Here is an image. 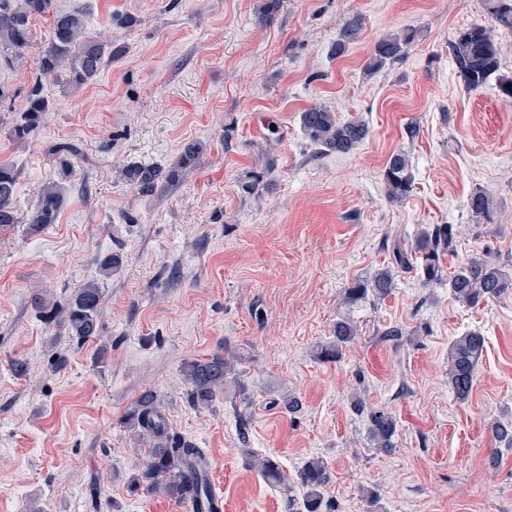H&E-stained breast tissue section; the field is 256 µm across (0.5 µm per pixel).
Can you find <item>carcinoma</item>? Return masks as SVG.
<instances>
[{
    "label": "carcinoma",
    "mask_w": 512,
    "mask_h": 512,
    "mask_svg": "<svg viewBox=\"0 0 512 512\" xmlns=\"http://www.w3.org/2000/svg\"><path fill=\"white\" fill-rule=\"evenodd\" d=\"M489 11L494 23L474 24L461 32L450 44L449 50L461 81L469 90L485 85L501 65V45L495 36V25L512 28V0H489ZM50 17V39L38 58V75L31 86L23 116L10 132L16 142L27 140L44 122L49 111V100L43 95L42 80L50 79L69 88L81 87L93 80L105 63L126 52V45L104 42L86 31L83 17L78 13L56 10L53 0H0V58L21 55L32 39V21ZM364 25L358 13L348 17L340 27L334 44V54L342 55L355 42ZM418 31L406 28L382 37L367 60L369 69H381L402 58L415 41ZM300 123L310 142L323 153L347 154L368 136V128L359 119L341 121L336 113L321 103L310 105L300 114ZM207 146L200 141L183 144L173 164L163 167L153 164H131L122 169L125 183L134 186L145 196L178 186L186 172L197 168L206 154ZM58 156L61 179L71 173V158L77 149L68 144L53 148ZM18 171L10 163L0 162V228L27 221L35 226L56 223L64 200V187L57 182L43 185L35 203L23 219L14 205ZM386 195L391 202L409 197L413 177L409 159L403 153L390 157L383 172ZM466 207L477 220L490 221L491 204L487 194L476 190L467 198ZM457 229L452 224H434L422 231L410 246L393 244L392 265L382 269L366 284L348 289L353 296L373 294L383 298L394 288V272L416 261L422 282L426 285L443 279L444 258L453 252ZM453 295L469 304L498 299L512 293V275L500 266L483 258L471 260L454 274L449 282ZM103 294L96 283H88L73 291L62 301H48L35 296L32 303L49 327L62 329L76 341L97 337ZM357 335L347 321L336 322L334 340L321 347L317 357L337 361L343 348ZM485 338L478 331L460 336L449 352L448 378L455 398L466 402L470 398L476 369L484 352ZM185 396L195 408H207L216 398L234 387L233 395L248 400L247 388L231 365L229 353L222 350L213 355L184 363ZM368 438L375 448L388 452L393 448L396 433L394 417L384 411H368ZM126 428L133 437L152 438L146 459L131 481L136 491L150 495H164L189 507V512H203L202 500L211 495L208 460L203 449L187 439L175 438L161 411L160 396L153 389L139 393L124 417ZM494 439L512 450V421H497L491 428ZM257 471L271 485H288V476L279 462L262 457ZM326 461L312 458L296 475V483L303 496L298 512H321L322 489L330 482Z\"/></svg>",
    "instance_id": "carcinoma-1"
}]
</instances>
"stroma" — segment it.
I'll return each mask as SVG.
<instances>
[{
	"label": "stroma",
	"mask_w": 512,
	"mask_h": 512,
	"mask_svg": "<svg viewBox=\"0 0 512 512\" xmlns=\"http://www.w3.org/2000/svg\"><path fill=\"white\" fill-rule=\"evenodd\" d=\"M261 3L55 0L127 51L80 89L45 84L52 108L22 143L8 131L48 19L34 20L20 58L0 64V161L20 173L19 213L58 180L53 146L79 150L57 223L0 235V512H187L130 486L142 454L123 420L145 388L161 395L171 434L204 449L224 512H292L301 497L265 482L253 454L275 457L291 478L324 459L338 512H512V450L497 451L489 429L512 420V297L470 306L412 269L396 272L385 298L346 295L390 265L394 242L433 224L461 229L446 272L475 257L512 272V103L492 81L467 90L448 51L460 31L490 22L488 2L284 0L268 21ZM354 13L363 30L334 55ZM404 28L418 31L405 56L366 71L376 42ZM315 103L362 120L367 138L321 154L300 124ZM192 140L208 151L175 190L149 197L118 179L117 166L171 164ZM399 151L414 186L393 203L383 171ZM255 175L257 190L245 193ZM476 190L490 198L492 223L466 208ZM109 253L122 265L105 277L98 260ZM90 281L104 294L98 338L56 336L33 296L59 300ZM340 319L357 327L353 344L340 361L316 359ZM393 327L401 338L386 337ZM472 329L486 345L461 403L448 353ZM221 346L239 355L250 400L194 408L182 366ZM17 359L28 365L21 377ZM285 395L301 401L298 412L280 407ZM357 397L396 419L391 451L372 447Z\"/></svg>",
	"instance_id": "stroma-1"
}]
</instances>
